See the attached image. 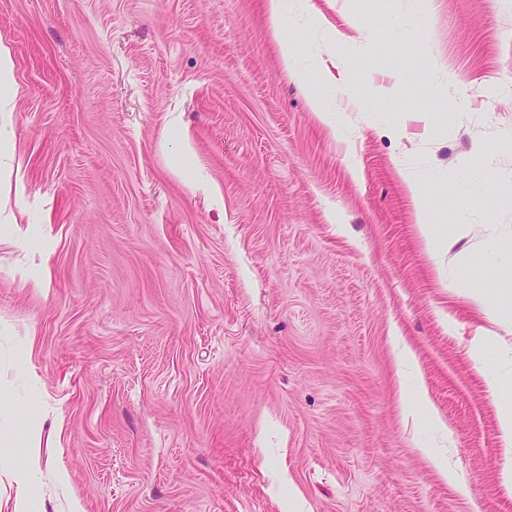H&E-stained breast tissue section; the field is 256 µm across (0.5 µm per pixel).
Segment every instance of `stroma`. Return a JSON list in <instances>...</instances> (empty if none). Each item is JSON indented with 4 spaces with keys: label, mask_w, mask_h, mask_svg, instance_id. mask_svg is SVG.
<instances>
[{
    "label": "stroma",
    "mask_w": 512,
    "mask_h": 512,
    "mask_svg": "<svg viewBox=\"0 0 512 512\" xmlns=\"http://www.w3.org/2000/svg\"><path fill=\"white\" fill-rule=\"evenodd\" d=\"M263 4L0 0V428L48 443L0 512L19 469L36 512H512V0H284L296 76ZM410 178L469 227L436 262ZM14 61L11 49L0 42V186L11 190L14 180L15 198L20 201L24 194L21 164L14 168L15 130L8 116L15 112ZM336 87V75L332 73H326L319 89L311 90L309 94L310 103L313 112L319 117H324L326 112H329L326 108L325 102ZM499 438L503 448H507V462L503 465L499 475L500 488L512 495V405L498 407Z\"/></svg>",
    "instance_id": "35a3bbf8"
}]
</instances>
